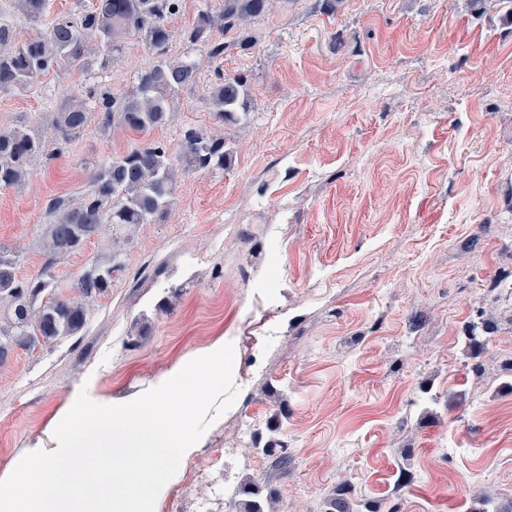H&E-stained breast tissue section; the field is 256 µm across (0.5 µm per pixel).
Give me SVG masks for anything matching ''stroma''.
Instances as JSON below:
<instances>
[{"mask_svg":"<svg viewBox=\"0 0 512 512\" xmlns=\"http://www.w3.org/2000/svg\"><path fill=\"white\" fill-rule=\"evenodd\" d=\"M247 32L253 47L203 67L171 123L146 133L93 121L53 137L89 71L0 94V128L36 127L47 144L21 185L0 187L18 277L47 268L65 286L115 248L124 263L82 332L0 366V474L57 449L79 391L123 404L272 327L283 341L247 390L257 438L293 459L226 458L234 492L276 493L278 512H321L342 485L377 512L511 503L512 0H285ZM154 62L131 36L102 77L119 96ZM219 70L248 78L241 124L214 117ZM188 125L226 137L227 169L183 174L132 244L109 226L68 257L43 249L50 202L80 199L93 164L176 147ZM482 317L494 330L478 376L465 336Z\"/></svg>","mask_w":512,"mask_h":512,"instance_id":"obj_1","label":"stroma"}]
</instances>
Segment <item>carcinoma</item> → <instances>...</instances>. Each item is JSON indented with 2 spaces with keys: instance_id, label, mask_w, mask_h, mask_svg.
I'll return each mask as SVG.
<instances>
[{
  "instance_id": "1",
  "label": "carcinoma",
  "mask_w": 512,
  "mask_h": 512,
  "mask_svg": "<svg viewBox=\"0 0 512 512\" xmlns=\"http://www.w3.org/2000/svg\"><path fill=\"white\" fill-rule=\"evenodd\" d=\"M17 11L34 26L46 23L44 33L19 39L14 30L0 23V92L26 87L62 65L87 70L94 63L103 68L119 60L132 35L152 54L156 64L137 73L132 89L116 97L97 84L68 100L52 120L64 142L81 133L94 114L99 126L109 130L119 124L144 132L167 125L178 91L196 83L200 68L190 56H169V45L179 37L188 46H201L207 60L222 62L232 44L248 49L252 39L242 28L253 17L276 8L280 0H221L205 6L192 25L175 33L170 20L177 16L183 0H95L88 11L75 16L58 15L45 21L49 0H14ZM233 34L231 42L213 37V30ZM209 100L215 118L223 124H239L250 111L246 80L217 74ZM45 142L27 127L0 128V187L24 182ZM230 160L226 139L193 127L182 130L176 155L157 143L132 146L124 154L98 165L91 173V189L80 202L58 199L50 206L51 221L43 236V247L56 257L77 251L86 239L106 225L118 224L134 232L166 213L173 203L178 172L222 170ZM19 252L0 247V365L13 347L31 348L77 335L86 325L90 307L112 286V274L123 266L114 251L103 263L87 268L63 294L47 271L20 280L16 269ZM258 452L276 455L275 465L288 469L291 456L282 442L273 438ZM248 498L232 501L230 512H268L272 499L263 500L252 489ZM325 512H360L361 504L350 501L346 491L329 495Z\"/></svg>"
}]
</instances>
